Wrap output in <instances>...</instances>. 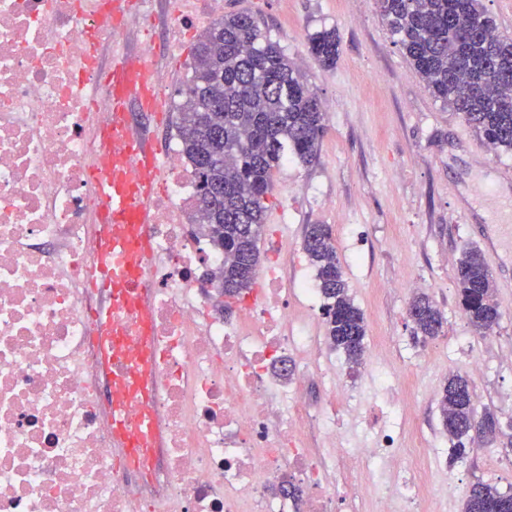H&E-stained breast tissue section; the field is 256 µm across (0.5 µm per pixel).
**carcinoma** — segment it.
I'll list each match as a JSON object with an SVG mask.
<instances>
[{
  "label": "carcinoma",
  "mask_w": 512,
  "mask_h": 512,
  "mask_svg": "<svg viewBox=\"0 0 512 512\" xmlns=\"http://www.w3.org/2000/svg\"><path fill=\"white\" fill-rule=\"evenodd\" d=\"M376 2L393 42L433 96L462 113L486 143L512 150V39L495 33L480 0ZM310 50L322 65L336 64V29L311 36ZM179 111L182 153L200 188L199 221L224 251L220 275L208 281H219L229 308L257 279L272 175L290 155L306 165L317 160L324 113L285 49L245 11L224 16L198 40ZM304 251L326 299L330 344L356 363L367 326L348 293L330 226L310 225ZM457 286L469 323L486 335L501 313L489 269L473 248L461 252ZM408 313L422 341L441 332L443 314L426 293L412 297ZM437 404L454 457L465 453L482 420H495L490 412L476 416L469 382L458 374L448 378ZM465 512H512V493L479 483L469 492Z\"/></svg>",
  "instance_id": "1"
}]
</instances>
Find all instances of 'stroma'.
<instances>
[{"instance_id":"35a3bbf8","label":"stroma","mask_w":512,"mask_h":512,"mask_svg":"<svg viewBox=\"0 0 512 512\" xmlns=\"http://www.w3.org/2000/svg\"><path fill=\"white\" fill-rule=\"evenodd\" d=\"M246 11L302 71L324 112L317 161L288 158L273 175L260 257L284 244L289 279L314 277L303 249L306 228L330 225L349 292L367 323L365 360L350 366L326 324L313 333L316 365L304 390V438L322 445L325 417L348 447L399 426L403 477H425L440 512H464L473 486L512 492V252L491 238L508 215L498 194L512 189V151L488 150L461 113L436 100L387 31L375 0H224ZM336 29L339 55L328 68L310 37ZM477 248L493 275L500 320L486 335L460 306L456 274L463 248ZM444 316L438 338L419 342L408 315L416 282ZM483 370L470 371L472 361ZM468 376L477 412L505 423L495 442L450 456L436 395L449 375ZM400 396L398 416L372 406ZM433 448L426 460L420 445Z\"/></svg>"}]
</instances>
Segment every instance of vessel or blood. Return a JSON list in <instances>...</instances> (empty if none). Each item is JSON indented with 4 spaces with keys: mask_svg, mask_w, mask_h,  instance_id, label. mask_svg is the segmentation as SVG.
Returning a JSON list of instances; mask_svg holds the SVG:
<instances>
[{
    "mask_svg": "<svg viewBox=\"0 0 512 512\" xmlns=\"http://www.w3.org/2000/svg\"><path fill=\"white\" fill-rule=\"evenodd\" d=\"M147 62L135 51L113 55L105 85L117 111L112 127L130 123L129 108L141 104ZM96 192L112 232L99 236L105 304L93 319L105 349L103 378L113 403L112 447L133 471L146 472L162 452L161 417L156 406L158 380L152 363V338L145 311L149 304L144 228L151 221L146 201L162 170L151 126L123 137L119 147L96 161Z\"/></svg>",
    "mask_w": 512,
    "mask_h": 512,
    "instance_id": "b4317fda",
    "label": "vessel or blood"
}]
</instances>
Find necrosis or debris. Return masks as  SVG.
I'll list each match as a JSON object with an SVG mask.
<instances>
[{"instance_id":"necrosis-or-debris-1","label":"necrosis or debris","mask_w":512,"mask_h":512,"mask_svg":"<svg viewBox=\"0 0 512 512\" xmlns=\"http://www.w3.org/2000/svg\"><path fill=\"white\" fill-rule=\"evenodd\" d=\"M223 0H169L191 35ZM132 26L113 0H0V512H337L375 462L399 468L396 434L348 448L326 420L307 447L302 355L313 338L278 272L236 310L211 305L203 279L224 265L191 217L200 193L174 142L150 199L148 317L165 462L133 483L115 458L90 316L94 241L106 217L90 168L112 124L97 46ZM345 469L335 472L336 460Z\"/></svg>"}]
</instances>
